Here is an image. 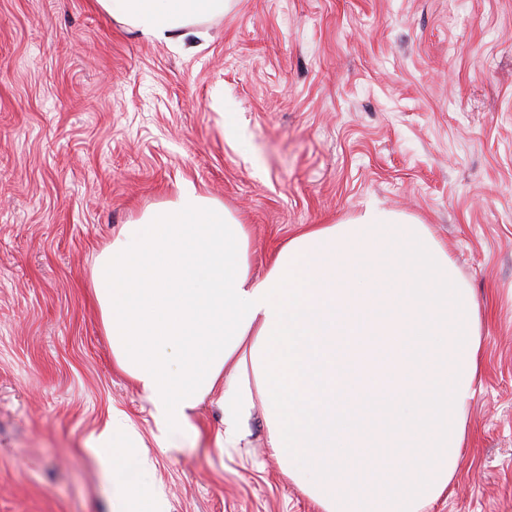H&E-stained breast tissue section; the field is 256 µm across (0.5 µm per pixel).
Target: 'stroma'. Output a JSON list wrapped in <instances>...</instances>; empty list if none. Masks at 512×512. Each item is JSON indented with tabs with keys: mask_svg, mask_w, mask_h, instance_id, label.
I'll use <instances>...</instances> for the list:
<instances>
[{
	"mask_svg": "<svg viewBox=\"0 0 512 512\" xmlns=\"http://www.w3.org/2000/svg\"><path fill=\"white\" fill-rule=\"evenodd\" d=\"M192 182L247 225L254 274L310 224L419 219L481 310L453 479L423 512H512V0H233L153 43L95 0H0V512H122L90 445L140 433L167 512H323L255 407L214 398L158 447L92 302L97 255Z\"/></svg>",
	"mask_w": 512,
	"mask_h": 512,
	"instance_id": "35a3bbf8",
	"label": "stroma"
}]
</instances>
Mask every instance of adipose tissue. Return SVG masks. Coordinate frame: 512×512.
Instances as JSON below:
<instances>
[{
  "label": "adipose tissue",
  "instance_id": "ef3b65f1",
  "mask_svg": "<svg viewBox=\"0 0 512 512\" xmlns=\"http://www.w3.org/2000/svg\"><path fill=\"white\" fill-rule=\"evenodd\" d=\"M149 40L184 45L231 0H95ZM93 296L117 366L150 402L159 447L220 390L224 434L265 402L267 446L324 512H417L447 488L480 368L470 288L425 224L376 208L311 224L253 275L245 225L190 184L123 225ZM128 503L140 437L120 416L91 438Z\"/></svg>",
  "mask_w": 512,
  "mask_h": 512
}]
</instances>
